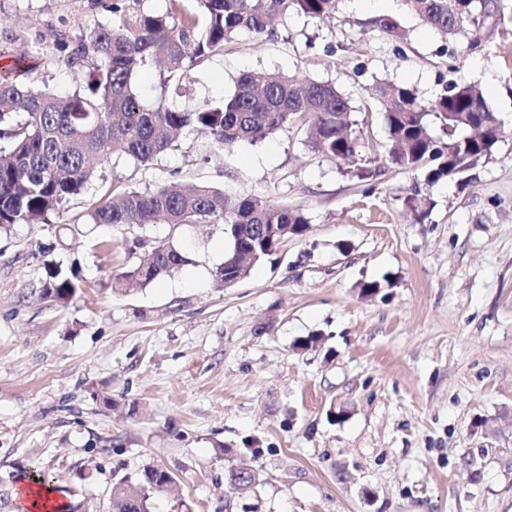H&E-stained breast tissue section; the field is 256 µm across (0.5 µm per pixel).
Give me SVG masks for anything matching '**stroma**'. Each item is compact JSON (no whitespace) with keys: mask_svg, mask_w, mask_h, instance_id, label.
<instances>
[{"mask_svg":"<svg viewBox=\"0 0 512 512\" xmlns=\"http://www.w3.org/2000/svg\"><path fill=\"white\" fill-rule=\"evenodd\" d=\"M397 18L392 36L375 24ZM12 52L109 24L91 0H0ZM512 0L454 42L396 5L291 17L192 69L213 99L247 71L333 82L352 104L391 79L431 100L483 92L507 134L465 174L427 182L387 159L382 113L363 121L369 181L289 132L217 150L187 136L151 164L123 155L49 224L0 233V512L36 481L74 512H109L112 483L160 465L193 512H512ZM197 180L305 210L310 231L218 289L222 225L120 230L83 222L86 198ZM425 199L418 219L404 201ZM158 241L190 263L125 294L116 278ZM75 268L64 306L41 297L45 263ZM379 285L376 295L363 284ZM321 335L319 349L298 340ZM106 388L105 407L91 392ZM259 482L224 479L245 449Z\"/></svg>","mask_w":512,"mask_h":512,"instance_id":"35a3bbf8","label":"stroma"}]
</instances>
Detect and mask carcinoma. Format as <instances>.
Segmentation results:
<instances>
[{
    "instance_id": "cac0c4a2",
    "label": "carcinoma",
    "mask_w": 512,
    "mask_h": 512,
    "mask_svg": "<svg viewBox=\"0 0 512 512\" xmlns=\"http://www.w3.org/2000/svg\"><path fill=\"white\" fill-rule=\"evenodd\" d=\"M144 0H113L112 23L62 32L53 47L21 50L12 75L0 76V230L15 224L51 223L81 195L96 167L120 150L142 165L174 148L187 134L204 135L220 149L255 144L292 132L315 155L350 164L357 147L352 112L384 114L390 144L388 160L402 170L429 168V177L457 176L472 168L471 158L491 154L502 130L477 132L470 121L492 124L495 113L470 84H452L431 101L416 90L384 80L355 108L336 87L307 75L264 71L241 74L232 94L219 103L203 96L193 109L178 99L192 88L181 77L206 58L224 52L241 34L264 41L276 35L275 19L300 15L323 20L336 14L340 0H197L187 11L183 0H169L163 14L144 9ZM406 9L450 40L469 34L491 15L488 0H402ZM55 63L75 83L60 94L41 82V67ZM161 68L166 98L143 104L135 78L147 65ZM92 224L145 230L167 224H222L231 242L213 280L219 288L247 278L253 266L272 254L273 241L302 238L310 218L299 208L264 195L228 204L223 189L208 182L183 181L153 190H112L85 204ZM276 224L279 234L267 230ZM190 262L172 243L154 244L119 275L122 285L145 288ZM79 288L77 273L61 262L45 266L43 299L68 303ZM228 481L255 485L258 472L246 457ZM176 478L162 466H146L135 479L112 483L111 512H152L169 498Z\"/></svg>"
}]
</instances>
